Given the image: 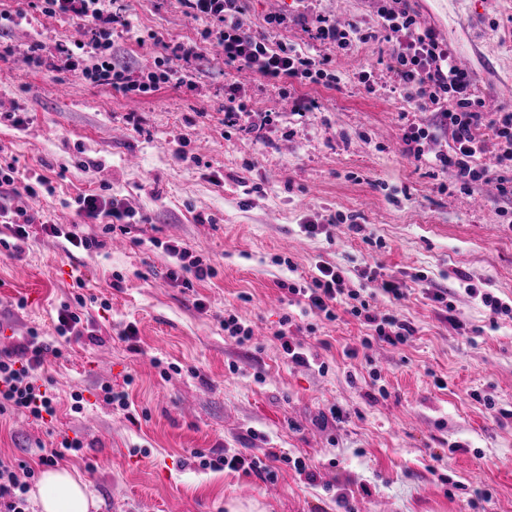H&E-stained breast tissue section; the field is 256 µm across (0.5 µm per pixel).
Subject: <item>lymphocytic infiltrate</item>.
I'll list each match as a JSON object with an SVG mask.
<instances>
[{"mask_svg":"<svg viewBox=\"0 0 512 512\" xmlns=\"http://www.w3.org/2000/svg\"><path fill=\"white\" fill-rule=\"evenodd\" d=\"M182 2L189 13L213 23L226 68L248 69L264 79L292 87L338 84V76L328 68V56L314 55L285 42L270 46L266 37L246 28L242 21L244 0ZM42 10L51 15L80 17L85 38L75 47L61 45L48 55L43 54L41 46H32L33 66L59 63L94 83L125 91H150V84L134 77L129 65L111 52L109 43L103 42L106 30L120 19L119 14L106 9L103 0H43ZM302 23L313 39L336 45L340 50L382 37L396 38L391 72L405 88L407 100L417 110L434 111L439 126L447 130L452 141L448 153L435 157L434 166L454 168L463 189L492 183L501 198L512 201V109L484 111L476 94L474 74L457 64L453 51L438 39L433 28L418 22L409 0H378L376 23L371 27L357 23L339 27L320 14L303 18ZM84 48L95 58L92 67H79L74 58L75 50ZM48 185V180L40 175L35 180L20 182L14 163H0V227L13 240V253H21L35 222L18 205V198L36 196L38 188ZM167 251L177 260L167 272L168 279L177 287L188 289L216 274L214 267L190 259L186 248L171 244ZM344 281L341 268L321 265L310 282L288 285L287 291L295 296L304 313L332 320L336 317V305L345 294ZM350 313L374 330L373 336L362 341L366 347L376 341L397 347L414 333L411 323L396 315H376L367 299L360 300ZM60 354L59 347L34 333L14 348L0 351V415L24 413L37 420L54 415L50 392L41 388L40 381L46 357Z\"/></svg>","mask_w":512,"mask_h":512,"instance_id":"f902f5d3","label":"lymphocytic infiltrate"}]
</instances>
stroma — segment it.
<instances>
[{
    "instance_id": "35a3bbf8",
    "label": "stroma",
    "mask_w": 512,
    "mask_h": 512,
    "mask_svg": "<svg viewBox=\"0 0 512 512\" xmlns=\"http://www.w3.org/2000/svg\"><path fill=\"white\" fill-rule=\"evenodd\" d=\"M121 4L132 26L111 27L109 39L122 60L148 71L164 45H197L194 87L127 94L34 67L31 45L73 44L82 21L45 14L40 0H0V11L24 16L0 32L15 48L0 59V110L24 119L0 121V158L48 179L51 192L23 197L30 212L104 243L67 251L37 233L21 255L0 254V348L33 331L55 340L59 306L85 300L81 335L42 369L54 417L0 418V456L33 465L39 449L79 438L81 451L62 464L87 484L91 512H227L232 500L258 512H512V315L491 318L464 290L482 284L512 303L504 201L486 186L460 189L452 168L402 155L409 123L430 127L428 155L446 153L450 138L396 90L390 42L342 51L302 26L272 33L265 23L319 13L371 25L374 0H245L252 32L328 55L340 77L298 87L313 103L301 113L277 84L225 70L209 22L179 0ZM411 7L473 71L485 110L512 108V0L476 13L463 0ZM363 66L375 93L358 82ZM230 82L248 106L232 119ZM93 190L125 199L128 233L78 215L75 197ZM174 242L216 277L191 291L172 285L165 246ZM320 264L344 268L349 291L367 287L369 270L398 282L403 298L374 309L410 321L414 335L365 348L370 329L344 306L330 321L289 305L285 284ZM440 290L462 328L433 301ZM228 312L252 340L228 336ZM287 315L311 364L282 356L275 333ZM130 323L134 352L120 336ZM106 384L128 392L135 420L104 401ZM75 393L83 412L71 409ZM334 406L342 419L332 420ZM197 450L256 457L265 469L204 470ZM298 456L310 475L293 468Z\"/></svg>"
}]
</instances>
